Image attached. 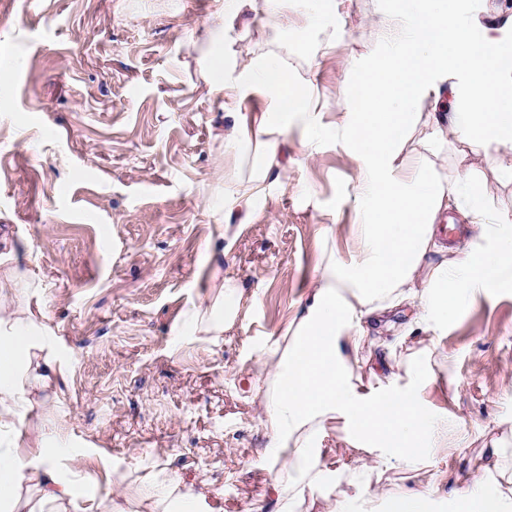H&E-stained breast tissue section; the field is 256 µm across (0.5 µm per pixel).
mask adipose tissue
<instances>
[{
	"label": "adipose tissue",
	"instance_id": "ef3b65f1",
	"mask_svg": "<svg viewBox=\"0 0 512 512\" xmlns=\"http://www.w3.org/2000/svg\"><path fill=\"white\" fill-rule=\"evenodd\" d=\"M403 27L384 53L362 62L360 85L344 104L342 140L362 173L354 227L357 262L326 254L301 312L282 329L259 367L264 376L265 430L279 475L273 486L279 512L315 489L324 472L314 438L327 426L348 433L375 455L352 495L326 512H352L353 501L380 493L388 512H429V497L394 482L393 470L415 467L434 430L417 398V376L364 383L353 376V353L386 312L413 301L410 331L437 335L461 305L495 288H512V219L483 223L481 245H460L450 260L436 224L448 196L462 194L481 216L483 189L471 172L440 180L424 159L405 155L414 130L428 151L448 134L474 148L512 147V15L473 21L464 0H394ZM212 87L233 107L225 143L244 145L247 165L224 175V215L248 223L265 200L291 120L314 121L311 99L288 80L275 55L227 72L223 52L209 58ZM262 92L267 111L241 114L252 93ZM242 290L223 277L216 297L193 311L196 333L223 335L239 315ZM39 306L18 307L0 292V433L11 432L21 409L34 408L61 372L48 350ZM303 475L289 483L290 472ZM465 512H512V471L501 459L481 465L462 497ZM148 512H202L203 496L155 464L127 484L79 505L70 480L59 475L54 453L37 447L35 463L21 465L16 448H0V512H129L130 502Z\"/></svg>",
	"mask_w": 512,
	"mask_h": 512
}]
</instances>
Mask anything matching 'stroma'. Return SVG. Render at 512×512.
<instances>
[{
    "instance_id": "1",
    "label": "stroma",
    "mask_w": 512,
    "mask_h": 512,
    "mask_svg": "<svg viewBox=\"0 0 512 512\" xmlns=\"http://www.w3.org/2000/svg\"><path fill=\"white\" fill-rule=\"evenodd\" d=\"M225 0H0V237L49 326L66 369L46 411L18 441L57 448L78 497L162 460L206 497L209 512H273L256 366L300 312L324 250L356 257L358 163L343 148V100L357 62L377 53L376 18L391 0H332L309 20L300 0L265 18L241 13L211 44L227 70L270 54L312 95L318 123L292 129L283 176L250 223L223 234V169L236 150L216 137L224 98L206 81L211 44L197 33ZM438 176L471 169L487 218L512 217V149L475 152L449 136L430 157ZM244 300L215 340L187 321L213 297L216 273ZM413 308L388 314L357 348L361 380L426 369L418 398L439 427L424 462L398 470L430 493L431 512H459V489L499 454L512 460V288L476 296L448 322L424 368L420 335L399 338ZM317 446L331 478L293 512H324L372 463L336 428Z\"/></svg>"
}]
</instances>
